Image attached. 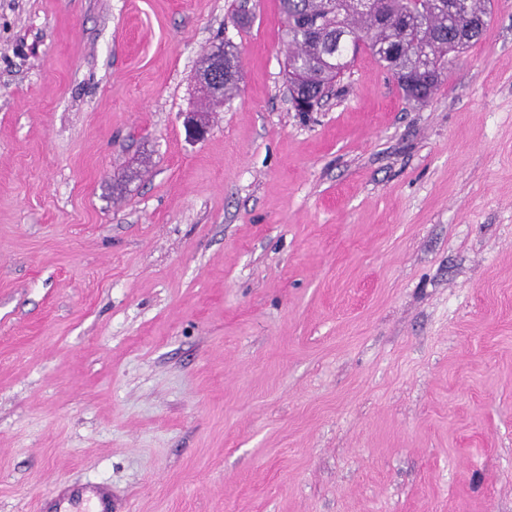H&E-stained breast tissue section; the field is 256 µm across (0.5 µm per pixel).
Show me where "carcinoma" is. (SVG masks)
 Returning <instances> with one entry per match:
<instances>
[{"label":"carcinoma","instance_id":"cac0c4a2","mask_svg":"<svg viewBox=\"0 0 512 512\" xmlns=\"http://www.w3.org/2000/svg\"><path fill=\"white\" fill-rule=\"evenodd\" d=\"M281 0L288 42L289 91L294 94L341 77L366 49L391 74L409 102L437 90L455 46L479 41L484 29H464V17L486 10L485 0H457L460 15L435 9L436 0ZM238 53L224 43V86L208 101L219 104L237 88Z\"/></svg>","mask_w":512,"mask_h":512}]
</instances>
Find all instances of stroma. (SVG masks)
Instances as JSON below:
<instances>
[{
	"label": "stroma",
	"mask_w": 512,
	"mask_h": 512,
	"mask_svg": "<svg viewBox=\"0 0 512 512\" xmlns=\"http://www.w3.org/2000/svg\"><path fill=\"white\" fill-rule=\"evenodd\" d=\"M423 104L291 107L279 0H0V512H512V0ZM237 95L187 141L205 49ZM205 55L211 54L217 70L212 73L201 72L198 84L203 94H210L215 87H219L220 75L224 73V86L218 94H211L207 97L209 103H223L228 100L237 88L238 79L236 75L240 72V61L238 53L233 45L229 42H219L207 48ZM201 113L195 110L185 112L183 124L186 137L191 141L203 140L210 130L209 122L202 118ZM112 489L104 483L66 486L42 504L41 512H113Z\"/></svg>",
	"instance_id": "stroma-1"
}]
</instances>
